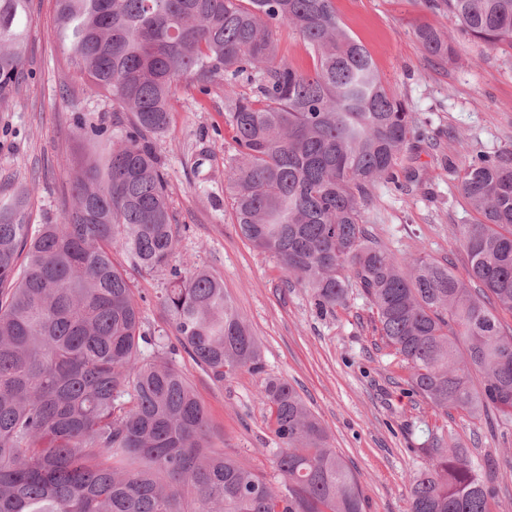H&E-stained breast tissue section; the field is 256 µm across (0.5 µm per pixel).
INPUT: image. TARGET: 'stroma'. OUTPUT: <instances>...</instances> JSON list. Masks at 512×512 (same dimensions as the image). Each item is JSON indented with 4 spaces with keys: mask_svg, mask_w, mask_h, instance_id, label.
Masks as SVG:
<instances>
[{
    "mask_svg": "<svg viewBox=\"0 0 512 512\" xmlns=\"http://www.w3.org/2000/svg\"><path fill=\"white\" fill-rule=\"evenodd\" d=\"M348 32L368 50L390 92L415 112L424 141L403 166L420 172L419 184L379 181L370 191L364 224L396 255L425 250L465 276L460 225L477 216L458 190L449 165L476 152L512 148V52L490 51L460 39L456 60L426 55L418 24L455 19L426 8L424 0H335ZM56 0H30L29 57L33 76L0 104V191L36 184L34 224L61 223L72 205L70 170L79 159L75 122L121 137L126 118L103 96L83 90L55 31ZM234 152L224 122V89L203 94L179 87L171 123L160 146L171 208L179 226L175 263L203 267L224 291L262 347L265 369L292 384L324 426L333 447L356 477L365 512H409V480L429 458L418 449L424 430L452 433L498 488L496 512H512V425L498 415L473 420L433 409L407 391L408 371L381 340L376 314L353 292L346 306L319 311L307 289L287 286L277 261L244 239L224 191V160ZM163 272L133 273L132 285L146 330L173 336L156 297ZM177 361L211 421V442L262 472L273 484L278 444L258 399L259 376L241 371L213 381L187 354Z\"/></svg>",
    "mask_w": 512,
    "mask_h": 512,
    "instance_id": "stroma-1",
    "label": "stroma"
}]
</instances>
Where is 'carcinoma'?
Here are the masks:
<instances>
[{"mask_svg":"<svg viewBox=\"0 0 512 512\" xmlns=\"http://www.w3.org/2000/svg\"><path fill=\"white\" fill-rule=\"evenodd\" d=\"M56 3V33L84 90L105 95L128 125L117 144L76 127L105 150L74 172L62 223H30L33 185L0 195V512H363L357 480L284 379L266 377L259 392L280 486L212 446L176 352L216 382L264 366L224 283L171 264L179 234L158 152L183 83L224 86L236 145L224 182L242 237L321 311L361 291L411 393L444 413L477 419L493 408L512 422V331L495 314L512 313L511 149L477 153L460 172L481 216L459 230L461 278L420 249H382L363 224L371 187L397 178L422 131L333 0ZM425 3L487 49L512 47V0ZM282 26L302 37L312 69L278 60ZM30 27L28 0H0V102L32 76ZM415 33L428 56L455 59L447 28ZM242 77L257 80V95L237 91ZM132 271L167 272L157 304L176 344L144 329ZM422 449L430 464L410 479V512H494L497 488L466 449L442 436Z\"/></svg>","mask_w":512,"mask_h":512,"instance_id":"carcinoma-1","label":"carcinoma"}]
</instances>
